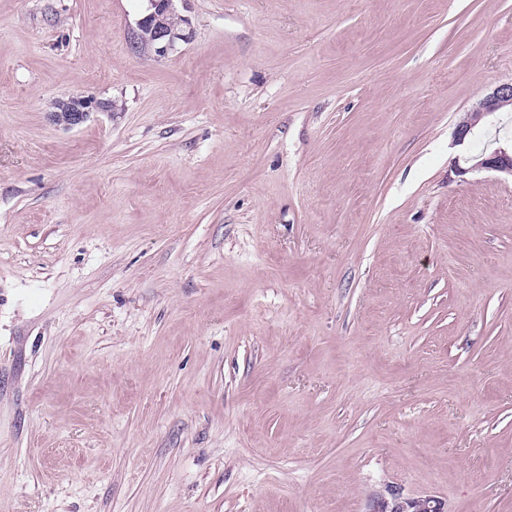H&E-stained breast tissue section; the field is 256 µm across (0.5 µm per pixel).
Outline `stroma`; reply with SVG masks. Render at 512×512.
Here are the masks:
<instances>
[{"instance_id": "1", "label": "stroma", "mask_w": 512, "mask_h": 512, "mask_svg": "<svg viewBox=\"0 0 512 512\" xmlns=\"http://www.w3.org/2000/svg\"><path fill=\"white\" fill-rule=\"evenodd\" d=\"M148 9L0 0V512H512V0ZM149 12L137 22L135 44H140L141 37L147 33L151 50L157 57H164L175 47L177 40H188L190 30L186 33L184 25L188 20L180 15L175 7L178 0H148ZM512 104V82L503 83L494 88V90L487 95L477 106L471 111L470 118L463 125H458L456 131L457 142L464 143L465 139L472 130L480 123L486 116L492 115L495 112L511 107ZM507 105V106H506ZM107 106L89 99H70L59 104V112L53 113V120L67 128L85 123L93 110L104 111ZM472 169H490L509 174L512 178V145L510 153L505 149L499 148L487 157L477 160ZM444 502L433 495L405 497L397 488L375 494L367 512H446Z\"/></svg>"}]
</instances>
